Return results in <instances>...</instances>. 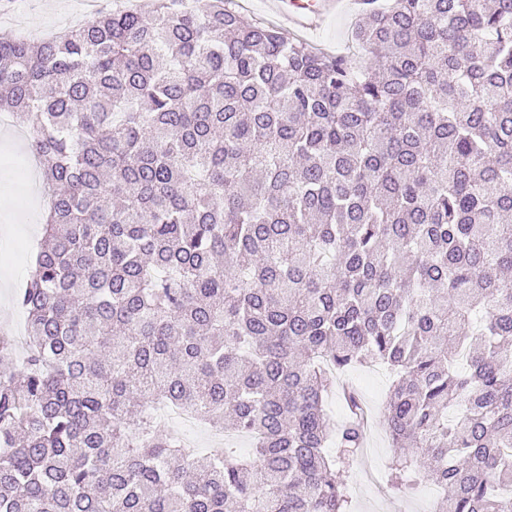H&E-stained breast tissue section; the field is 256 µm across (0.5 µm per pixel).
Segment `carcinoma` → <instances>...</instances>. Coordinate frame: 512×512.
I'll list each match as a JSON object with an SVG mask.
<instances>
[{
	"label": "carcinoma",
	"instance_id": "cac0c4a2",
	"mask_svg": "<svg viewBox=\"0 0 512 512\" xmlns=\"http://www.w3.org/2000/svg\"><path fill=\"white\" fill-rule=\"evenodd\" d=\"M351 36L152 0L0 38L51 197L0 512H353L322 360L392 374L394 485L512 512V0H368ZM159 404L253 456L195 465Z\"/></svg>",
	"mask_w": 512,
	"mask_h": 512
}]
</instances>
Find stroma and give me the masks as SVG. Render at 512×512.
<instances>
[{
	"label": "stroma",
	"mask_w": 512,
	"mask_h": 512,
	"mask_svg": "<svg viewBox=\"0 0 512 512\" xmlns=\"http://www.w3.org/2000/svg\"><path fill=\"white\" fill-rule=\"evenodd\" d=\"M93 15L87 0H57L48 6L37 0L35 6L17 0L11 17L0 16V35H23L38 40L69 23H83ZM357 13L347 7L327 18L322 27L303 33L312 48L332 54L356 51L351 29ZM38 161L30 156L25 129L18 122L0 124V218L9 217L10 242L0 246V275L9 278L8 287H0V310L7 313L0 319V328L12 324L24 331V315L14 303V296L25 285L33 263V251L42 237V206L39 197L30 191V179H42ZM390 378L377 367H359L342 374L327 400L329 414L336 421H345L348 409L343 389L357 393L367 411L364 446L366 457L356 459L348 473L347 484L355 512H437L440 491L425 482L414 489L396 490L388 481V463L394 453L390 448L383 419Z\"/></svg>",
	"instance_id": "35a3bbf8"
}]
</instances>
